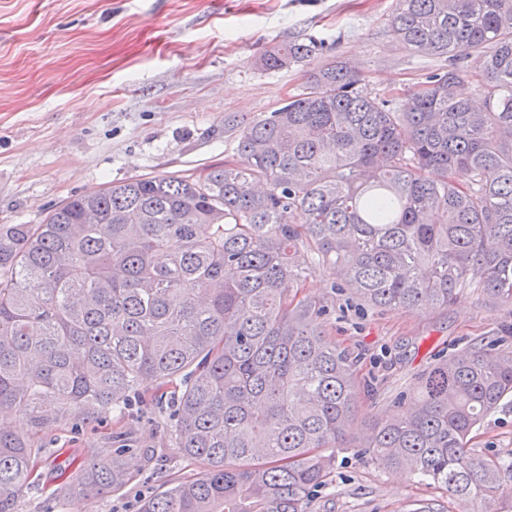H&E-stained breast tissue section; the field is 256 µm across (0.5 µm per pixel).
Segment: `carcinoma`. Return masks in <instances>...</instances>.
Instances as JSON below:
<instances>
[{"label": "carcinoma", "mask_w": 512, "mask_h": 512, "mask_svg": "<svg viewBox=\"0 0 512 512\" xmlns=\"http://www.w3.org/2000/svg\"><path fill=\"white\" fill-rule=\"evenodd\" d=\"M397 2L403 47L448 58L405 98L334 60L238 131L236 160L0 224V512H19L49 424L128 416L147 383L173 394L175 447L203 470L140 512H307L365 388L319 329L324 307L299 297L301 251L373 307L446 309L471 286L512 305V0ZM312 53L281 43L260 65ZM467 75L481 107L457 94ZM511 398L512 351L452 354L355 448L492 512L512 461L468 443ZM126 477L118 455L71 487L95 499Z\"/></svg>", "instance_id": "1"}]
</instances>
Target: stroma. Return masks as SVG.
<instances>
[{"mask_svg": "<svg viewBox=\"0 0 512 512\" xmlns=\"http://www.w3.org/2000/svg\"><path fill=\"white\" fill-rule=\"evenodd\" d=\"M397 0H0V224H37L71 197L141 175L199 173L236 152L237 127L300 93L306 74L341 57L372 92L399 96L445 58L404 49L388 23ZM315 43L308 61L267 70L275 43ZM304 296L327 309L323 325L356 357L374 391L350 423L365 438L392 399L450 354L488 344L512 350V307L467 288L445 309L403 313L363 306L335 287L309 253ZM135 446L127 484L96 503L61 496L83 464L110 459L112 421L79 430L50 425L21 512H138L142 499L197 467L179 457L165 411L142 391L124 427ZM470 448L512 457V403L488 416ZM309 512H458L448 492L386 470L353 449L336 452Z\"/></svg>", "mask_w": 512, "mask_h": 512, "instance_id": "1", "label": "stroma"}]
</instances>
